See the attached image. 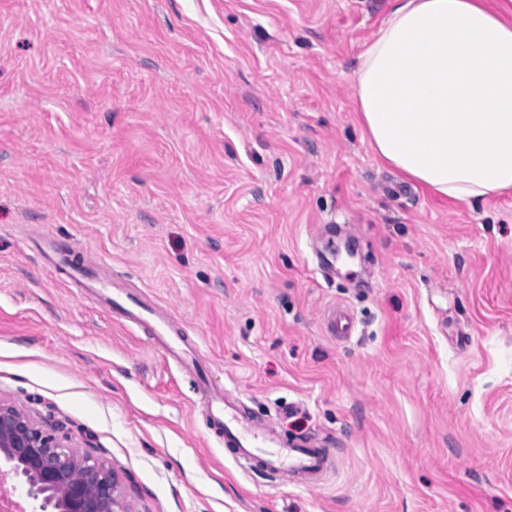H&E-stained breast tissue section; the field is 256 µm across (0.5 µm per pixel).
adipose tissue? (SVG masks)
<instances>
[{"instance_id": "ef3b65f1", "label": "adipose tissue", "mask_w": 512, "mask_h": 512, "mask_svg": "<svg viewBox=\"0 0 512 512\" xmlns=\"http://www.w3.org/2000/svg\"><path fill=\"white\" fill-rule=\"evenodd\" d=\"M374 153L431 193L512 189V13L487 0H392L352 74Z\"/></svg>"}]
</instances>
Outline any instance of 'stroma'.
Segmentation results:
<instances>
[{"instance_id": "stroma-1", "label": "stroma", "mask_w": 512, "mask_h": 512, "mask_svg": "<svg viewBox=\"0 0 512 512\" xmlns=\"http://www.w3.org/2000/svg\"><path fill=\"white\" fill-rule=\"evenodd\" d=\"M389 7L0 0V401L114 469L126 512H512V192L439 198L363 137ZM59 254L335 471L238 467L194 368ZM112 281V274L105 268H97V272L92 277V286L102 295L103 304L113 310H118L121 315L132 324H146L149 320L153 322V329L157 342L166 352L175 360L182 364H188L191 359L193 366L198 363L188 350L183 349L179 343L173 339L167 338L171 327L170 320L151 309L142 306L140 299L134 295H108V284Z\"/></svg>"}]
</instances>
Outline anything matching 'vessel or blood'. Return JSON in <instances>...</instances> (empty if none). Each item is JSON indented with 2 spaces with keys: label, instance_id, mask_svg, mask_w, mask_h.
Wrapping results in <instances>:
<instances>
[{
  "label": "vessel or blood",
  "instance_id": "vessel-or-blood-1",
  "mask_svg": "<svg viewBox=\"0 0 512 512\" xmlns=\"http://www.w3.org/2000/svg\"><path fill=\"white\" fill-rule=\"evenodd\" d=\"M111 273L98 269L92 279L93 288L101 293L103 304L119 311L130 323H152L157 342L180 363H188L191 354L179 343L169 339L171 322L167 317L142 306L133 295H108ZM207 407L211 420L220 429L224 452L242 466L259 465L272 477L291 481H321L333 461L328 449L318 447L308 438L279 440L271 429L251 424L238 401L226 395L207 391Z\"/></svg>",
  "mask_w": 512,
  "mask_h": 512
}]
</instances>
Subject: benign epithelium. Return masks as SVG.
<instances>
[{"label":"benign epithelium","mask_w":512,"mask_h":512,"mask_svg":"<svg viewBox=\"0 0 512 512\" xmlns=\"http://www.w3.org/2000/svg\"><path fill=\"white\" fill-rule=\"evenodd\" d=\"M26 485L35 502L0 503V512H124L118 475L90 456L82 458L32 423L13 406L0 404V478Z\"/></svg>","instance_id":"benign-epithelium-1"}]
</instances>
